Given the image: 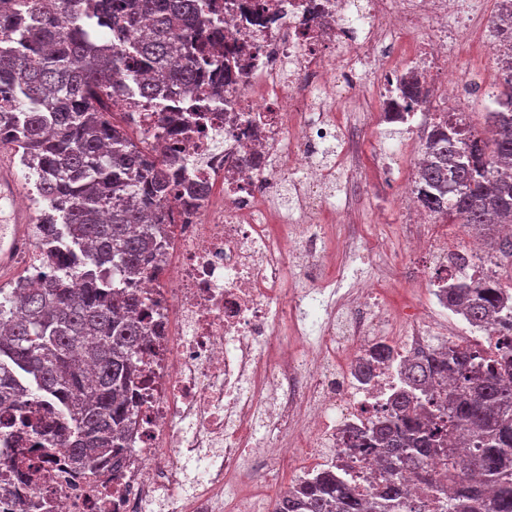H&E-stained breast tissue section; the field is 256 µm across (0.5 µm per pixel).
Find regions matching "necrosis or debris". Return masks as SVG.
<instances>
[{
	"label": "necrosis or debris",
	"mask_w": 512,
	"mask_h": 512,
	"mask_svg": "<svg viewBox=\"0 0 512 512\" xmlns=\"http://www.w3.org/2000/svg\"><path fill=\"white\" fill-rule=\"evenodd\" d=\"M485 2L224 0V49L246 54L220 84L223 104L199 110L171 89L168 114L187 120L173 138L137 94L125 97L143 136L169 153L180 188L165 262L134 285L148 340L121 471L53 455L59 439L22 436L26 465L0 456V512H25L30 502L33 512H213L223 497L231 512H256L263 493L245 496L242 481L261 467L276 488L288 460L294 480L330 471L359 494L376 493L383 468L352 454L348 434L391 410L404 363L447 344L434 334L448 314L447 286L475 274L500 282L504 273L468 240L415 237L411 248L435 266L420 309L395 313L366 278L349 298L325 301L321 275L334 263L327 226L349 211L323 199L336 167L314 158L335 142L336 166L347 165L356 143L334 118L336 98L369 83L388 108L411 69L441 77L426 94L429 116L464 120L458 102L473 85L448 64L465 41L488 54L497 45L499 28L482 21ZM415 32L424 38L409 66H394L390 47ZM189 185L203 194H186ZM378 345L394 358L363 380L357 365ZM259 442L267 454L249 455ZM429 468L432 486L409 470L393 480L404 504L442 512L448 470L436 459Z\"/></svg>",
	"instance_id": "4bbe7bcc"
}]
</instances>
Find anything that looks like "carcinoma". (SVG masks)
Instances as JSON below:
<instances>
[{"instance_id":"obj_1","label":"carcinoma","mask_w":512,"mask_h":512,"mask_svg":"<svg viewBox=\"0 0 512 512\" xmlns=\"http://www.w3.org/2000/svg\"><path fill=\"white\" fill-rule=\"evenodd\" d=\"M218 12L215 0H0V132L49 202L37 224L48 271L0 288V405L15 407L12 423L62 439L49 454L106 461L131 422L145 326L143 301L124 284L163 254L177 185L171 159L130 136L135 120L120 102L132 86L157 111L172 87L203 99V71L226 69ZM494 23L506 26L494 95L503 110L486 113L484 134L432 123L413 185L434 218L486 234L512 224V173L502 170L512 165V0ZM403 97L408 111L424 104L417 78ZM61 238L106 260V277L90 272L72 287ZM448 306L476 323L512 309L499 283L478 276L448 287ZM451 376L448 400L437 401L431 388ZM21 378L28 394L68 409V422L36 418ZM404 384L390 417L354 432L349 447L379 454L389 475L412 468L424 481L428 460L446 457L445 512H512V343L494 358L468 344L431 350ZM458 429L474 440L468 459L445 447ZM398 496L391 481L363 498L328 473L277 496L272 512H396L402 503L383 499Z\"/></svg>"}]
</instances>
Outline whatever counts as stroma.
<instances>
[{"mask_svg":"<svg viewBox=\"0 0 512 512\" xmlns=\"http://www.w3.org/2000/svg\"><path fill=\"white\" fill-rule=\"evenodd\" d=\"M462 66L479 89L465 98L461 108L469 123L481 130L487 103L483 89L497 84V65L473 48L464 56ZM356 98L361 128L352 158L355 173L349 177L337 172L335 184L325 190L330 201L339 205L350 202L355 210L354 223L342 227L336 242V290L346 292L356 277L365 276L384 289L385 300L393 309L406 310L421 301L419 289L433 273L430 258L409 252L404 241L390 232L392 225L407 219L403 192L412 180L422 129L386 123L371 87L359 88ZM0 177L12 184L8 199L0 201V221L10 223L22 210L18 200L27 201L37 191L18 155L7 147L0 149ZM22 211L33 220L39 214L38 208L30 206Z\"/></svg>","mask_w":512,"mask_h":512,"instance_id":"obj_1","label":"stroma"}]
</instances>
